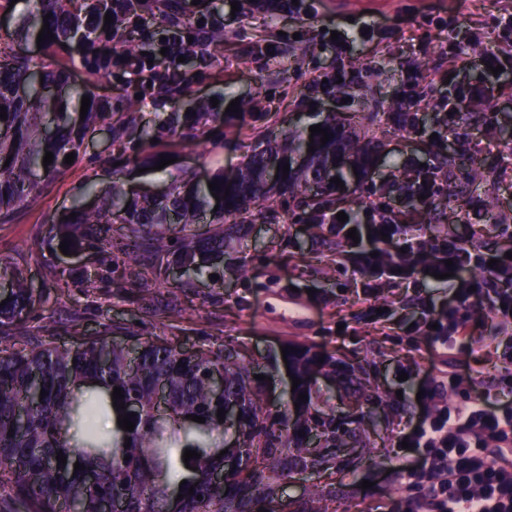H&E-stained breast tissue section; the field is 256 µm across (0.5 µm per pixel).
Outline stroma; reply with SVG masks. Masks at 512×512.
I'll list each match as a JSON object with an SVG mask.
<instances>
[{"label":"stroma","instance_id":"obj_1","mask_svg":"<svg viewBox=\"0 0 512 512\" xmlns=\"http://www.w3.org/2000/svg\"><path fill=\"white\" fill-rule=\"evenodd\" d=\"M206 3L224 15V44L187 72L178 99L159 96L119 69L90 76L81 54L73 56V80H94L115 117L137 122L121 148L128 187L154 196L190 174L232 172L256 145L308 130L331 113L378 149L363 175L346 177L330 212L359 224L385 217L415 224L427 243L440 229L464 241L482 232L487 251L512 246V150L500 142L501 130L512 128V28L504 22L512 0H314L309 21L251 13L248 0ZM494 52L503 59L497 74L483 64ZM213 97L224 115L223 134L174 142L166 150L171 164L146 170L137 153L139 125ZM238 98L251 100V110L228 112ZM450 148L482 172L463 197L447 173L428 166ZM121 149L109 125L98 127L62 176L15 209L10 223H0V261L24 271L36 299L23 325L0 324V349L49 320L58 324L56 343L66 346L124 325L136 326L145 340L185 350L234 348L266 365L283 346H312L334 356L337 368H363L372 386L401 398L402 407L371 434L374 456L358 471L342 464L297 475L280 496L297 512L315 493L323 512H422L417 488L400 478L417 456L401 447V438L410 421L440 409L425 392L443 375L457 373L470 395L494 399L512 327L475 307L473 343L450 352L435 348L416 322L428 300L447 301V290L421 272L400 278L343 271L307 219L283 220L295 203L279 193L242 233L226 238L223 285L191 274L173 280L169 268L140 255L86 287L76 267L97 273L104 255L88 242L63 254L59 220L77 204L96 208V195L86 189H110L112 157ZM425 180L446 201L439 210L412 202ZM365 480L370 488H362ZM340 486L348 488L346 498L335 497Z\"/></svg>","mask_w":512,"mask_h":512}]
</instances>
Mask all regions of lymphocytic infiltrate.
Instances as JSON below:
<instances>
[{
    "label": "lymphocytic infiltrate",
    "mask_w": 512,
    "mask_h": 512,
    "mask_svg": "<svg viewBox=\"0 0 512 512\" xmlns=\"http://www.w3.org/2000/svg\"><path fill=\"white\" fill-rule=\"evenodd\" d=\"M439 260L428 272H450L454 294L447 306L427 307L426 325L434 326V340L448 345L469 336V311L487 305L512 324V260L490 258L465 248L456 238L441 235ZM486 267L490 286L471 290L464 277L469 264ZM420 449L415 469L405 479L425 484L435 512H512V409L495 408L486 400L464 397L422 420L406 437Z\"/></svg>",
    "instance_id": "1"
}]
</instances>
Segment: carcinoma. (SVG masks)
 Listing matches in <instances>:
<instances>
[{
	"instance_id": "carcinoma-1",
	"label": "carcinoma",
	"mask_w": 512,
	"mask_h": 512,
	"mask_svg": "<svg viewBox=\"0 0 512 512\" xmlns=\"http://www.w3.org/2000/svg\"><path fill=\"white\" fill-rule=\"evenodd\" d=\"M29 8L10 40L38 36L43 17L48 19L53 39L42 45L61 59L49 70L28 56L15 52L0 35V221L10 212L39 196L50 180L67 167L66 154H80L85 140L97 125L112 117L108 100L96 95L94 84L70 81V48L85 51L84 65L93 75L107 73L125 53L128 36L147 18L160 20L162 28L176 32L191 24L190 0H27ZM112 23L105 24V14ZM222 31L210 29L183 41L166 52L176 66H190L209 54V47L223 42ZM184 63L177 62L179 56ZM43 80L41 90L25 93L30 80ZM151 84L160 96L178 94L179 81L166 70H152ZM90 98L85 119L71 121L69 103ZM224 122L196 105L195 115L173 112L169 121L152 129L143 126L139 149L159 154L163 140H194L207 134L209 123ZM332 137L321 144L322 135L292 133L272 146L260 145L245 159L232 180L224 172L211 175L221 189L212 192L189 179L174 181L160 198H139L113 181L104 206L96 210L77 207L75 219L63 221L80 241H97L107 252L129 240L143 250L184 266L197 278L210 276L213 261L224 256V231L201 238L190 226L206 215L225 231L239 233L251 215H260V202L270 193L267 160L286 163L294 153L314 146L307 166L289 168L280 179L282 193L297 199V208L318 210L331 202L335 184L330 179L365 171L372 156V142L354 129L345 132L333 118L321 122ZM157 143H150L151 139ZM53 162L43 165L45 152ZM346 157L355 169L343 172L336 159ZM9 165H4V162ZM47 168L43 175L36 174ZM176 240L174 250L166 239ZM409 259L391 246L381 248L376 263L393 271ZM0 319L20 320L35 301L21 272L0 262ZM293 375L301 384L290 392L278 412L271 413L262 397L260 364L229 349L201 346L183 351L165 341H142L132 330L125 339L97 336L79 345L61 346L36 339L21 348L0 354V489L8 492L24 512H102L112 501L122 512H291L278 498V488L296 473L329 469L340 462L349 448L356 456L368 424L388 415L396 404L370 386L362 369L336 374L335 362L305 346L286 355ZM326 372L349 398L347 407L327 409L329 396L312 382L313 373ZM224 377V388L213 383L214 373ZM165 389L169 414L165 423L154 418L157 387ZM121 388L124 409L113 407V388ZM46 396L38 398L40 391ZM307 393L308 401L298 399ZM234 403L242 412L234 426L232 447L224 448L225 424L218 409ZM27 423L19 428L21 413ZM136 413L135 428L124 431L118 416ZM201 416L197 423L186 415ZM101 416L112 418V429L97 427ZM304 435H298L299 431ZM130 446H125V439ZM200 458L183 462L185 449ZM228 450L225 455L220 451ZM63 452L66 464L56 460ZM221 459H215V456ZM236 467L228 470V462ZM84 468L74 470L75 463ZM225 473L224 485L213 475ZM186 484H181V481ZM193 493H188L189 488ZM182 491L176 501L171 492ZM202 499H197V496Z\"/></svg>"
}]
</instances>
